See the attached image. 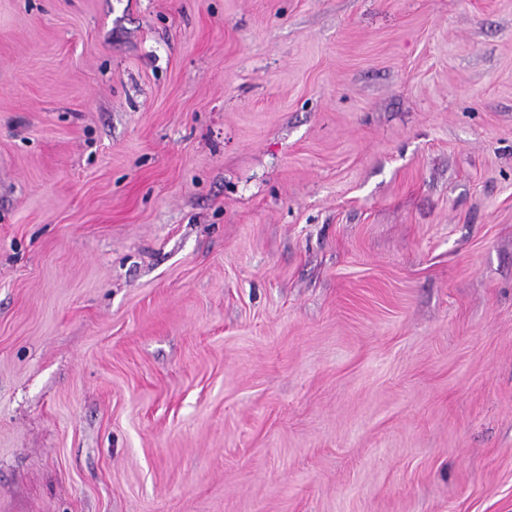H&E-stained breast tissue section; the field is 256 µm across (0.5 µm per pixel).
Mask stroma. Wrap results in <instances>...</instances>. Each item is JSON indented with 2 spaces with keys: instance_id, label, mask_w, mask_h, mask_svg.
I'll list each match as a JSON object with an SVG mask.
<instances>
[{
  "instance_id": "35a3bbf8",
  "label": "stroma",
  "mask_w": 512,
  "mask_h": 512,
  "mask_svg": "<svg viewBox=\"0 0 512 512\" xmlns=\"http://www.w3.org/2000/svg\"><path fill=\"white\" fill-rule=\"evenodd\" d=\"M0 512H512V0H0Z\"/></svg>"
}]
</instances>
